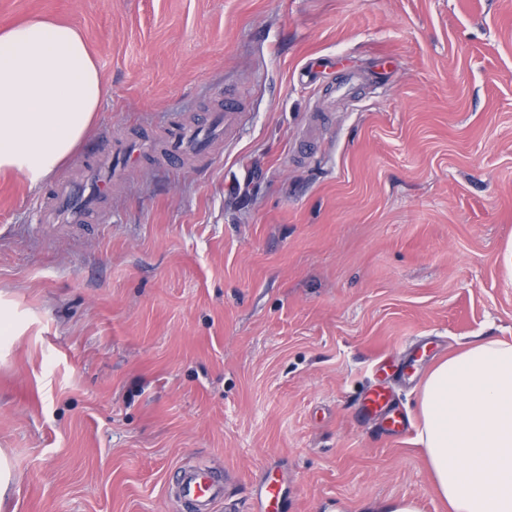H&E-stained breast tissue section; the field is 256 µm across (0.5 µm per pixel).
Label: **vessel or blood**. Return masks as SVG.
Instances as JSON below:
<instances>
[{
    "instance_id": "vessel-or-blood-1",
    "label": "vessel or blood",
    "mask_w": 512,
    "mask_h": 512,
    "mask_svg": "<svg viewBox=\"0 0 512 512\" xmlns=\"http://www.w3.org/2000/svg\"><path fill=\"white\" fill-rule=\"evenodd\" d=\"M241 115L236 96L229 92L224 96L223 111L213 113L205 122L191 124L179 121L170 125L166 137L169 161L176 163L188 155L208 157L215 139H229L236 134ZM150 149V143L145 140L115 143L112 150L99 157L92 166L91 172L97 175L98 180L84 193L82 204H72L71 199L76 189L71 182H58L50 198L40 206L43 223L52 224L60 218L73 225L103 222L105 211L101 200L107 189L113 181L122 178L129 166L141 160ZM363 408L367 413L380 418L384 430L390 436H401L410 426L408 416L393 404L383 386L376 385L368 390L363 398ZM168 491L187 506L189 512H212L224 499V481L211 468L183 465Z\"/></svg>"
}]
</instances>
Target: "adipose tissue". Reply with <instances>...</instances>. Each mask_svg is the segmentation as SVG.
Instances as JSON below:
<instances>
[{
	"label": "adipose tissue",
	"mask_w": 512,
	"mask_h": 512,
	"mask_svg": "<svg viewBox=\"0 0 512 512\" xmlns=\"http://www.w3.org/2000/svg\"><path fill=\"white\" fill-rule=\"evenodd\" d=\"M106 93L89 37L49 18L0 30V175L37 187L91 128ZM417 440L448 512H512V343L448 357L420 391Z\"/></svg>",
	"instance_id": "ef3b65f1"
}]
</instances>
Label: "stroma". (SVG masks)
<instances>
[{"mask_svg":"<svg viewBox=\"0 0 512 512\" xmlns=\"http://www.w3.org/2000/svg\"><path fill=\"white\" fill-rule=\"evenodd\" d=\"M36 16L87 32L107 90L57 179L117 139L157 149L82 228L0 175V512H186L185 462L239 512L267 479L282 512H444L417 387L389 384L398 438L362 402L386 358L422 352L423 378L512 342V0H0V27ZM228 90L234 138L171 165V115ZM362 512H420L415 499L399 498L384 501H368L362 506Z\"/></svg>","mask_w":512,"mask_h":512,"instance_id":"35a3bbf8","label":"stroma"}]
</instances>
